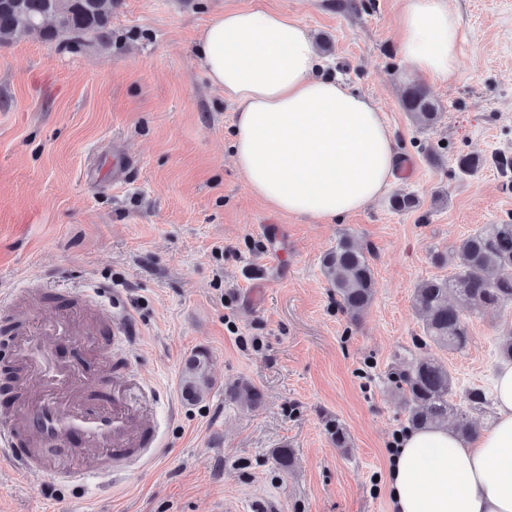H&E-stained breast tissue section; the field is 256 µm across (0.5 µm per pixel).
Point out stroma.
Instances as JSON below:
<instances>
[{"label": "stroma", "instance_id": "obj_1", "mask_svg": "<svg viewBox=\"0 0 512 512\" xmlns=\"http://www.w3.org/2000/svg\"><path fill=\"white\" fill-rule=\"evenodd\" d=\"M119 0L112 36L74 43L0 41V290L58 311L64 299L129 314L114 345L160 396V447L145 468L67 484L53 473L0 470V512H391L390 448L408 429L392 369L425 355L413 294L453 278L447 255L470 234L512 219V0H455L464 31L449 82L424 80L396 46V0ZM288 13L316 39L332 73L373 98L409 176L331 224L274 210L247 189L232 158L236 105L195 53L227 8ZM424 85L442 118L420 128L402 107ZM121 142L122 184L95 160ZM483 157L474 174L456 159ZM415 209L391 207L396 195ZM344 234L364 247L375 280L352 318L322 258ZM471 343L438 351L453 404L489 390L512 305L465 314ZM206 353L214 381L185 401V361ZM251 387L252 404L237 394ZM345 427L336 447L325 418ZM294 465L283 471L278 448Z\"/></svg>", "mask_w": 512, "mask_h": 512}]
</instances>
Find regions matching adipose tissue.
<instances>
[{
  "mask_svg": "<svg viewBox=\"0 0 512 512\" xmlns=\"http://www.w3.org/2000/svg\"><path fill=\"white\" fill-rule=\"evenodd\" d=\"M397 52L451 81L464 38L450 0H398ZM213 87L237 105L232 150L248 190L276 211L333 223L379 198L398 163L376 102L328 73L288 14L235 8L201 33ZM495 416L477 442L443 426L407 430L390 457L393 512H512V363L492 379Z\"/></svg>",
  "mask_w": 512,
  "mask_h": 512,
  "instance_id": "obj_1",
  "label": "adipose tissue"
}]
</instances>
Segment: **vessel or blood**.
Returning a JSON list of instances; mask_svg holds the SVG:
<instances>
[{
    "label": "vessel or blood",
    "instance_id": "obj_1",
    "mask_svg": "<svg viewBox=\"0 0 512 512\" xmlns=\"http://www.w3.org/2000/svg\"><path fill=\"white\" fill-rule=\"evenodd\" d=\"M86 324L77 305L46 321L11 318L17 382L10 411L0 418L1 470L25 477L56 457L91 459L105 483L114 470L155 459L157 423L150 397L130 380L112 378L110 341L127 338L129 318L105 311L95 319L97 334L106 338L95 368L63 363L49 353L52 343L83 340Z\"/></svg>",
    "mask_w": 512,
    "mask_h": 512
}]
</instances>
